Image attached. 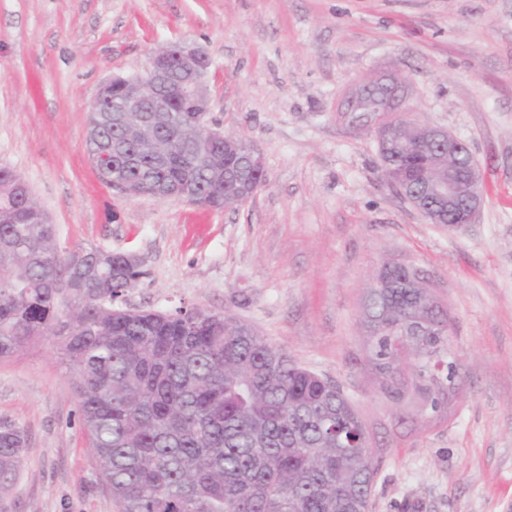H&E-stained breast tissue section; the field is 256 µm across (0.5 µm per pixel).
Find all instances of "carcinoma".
<instances>
[{
    "label": "carcinoma",
    "instance_id": "carcinoma-1",
    "mask_svg": "<svg viewBox=\"0 0 512 512\" xmlns=\"http://www.w3.org/2000/svg\"><path fill=\"white\" fill-rule=\"evenodd\" d=\"M161 117L168 144L164 179L183 177L182 157L199 150L201 112ZM122 130L99 116L86 149L112 151ZM249 143L224 156V173L246 165ZM421 155L399 151L420 194ZM203 198L240 190L203 165ZM84 288L66 295L69 331L53 288L73 274L55 231L13 170L0 166V360L35 336L61 338L73 370L79 425L101 485L118 512H357L378 470L367 426L343 391L298 366L286 351L226 313L120 307L140 281L134 266L112 269V253L83 249ZM367 363L400 419L442 418L460 396L462 367L448 336V312L424 288L384 289L361 298ZM27 431L0 418V493L23 466Z\"/></svg>",
    "mask_w": 512,
    "mask_h": 512
}]
</instances>
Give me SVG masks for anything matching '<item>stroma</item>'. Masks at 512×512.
<instances>
[{
    "instance_id": "35a3bbf8",
    "label": "stroma",
    "mask_w": 512,
    "mask_h": 512,
    "mask_svg": "<svg viewBox=\"0 0 512 512\" xmlns=\"http://www.w3.org/2000/svg\"><path fill=\"white\" fill-rule=\"evenodd\" d=\"M203 47L211 115L260 153L237 210L122 197L85 150L99 85L172 42ZM407 84L413 119L465 141L483 174L476 223H428L384 180L355 86ZM0 165L29 185L62 253L137 255L128 307L228 313L335 381L379 461L370 512L512 505V0H0ZM398 260L433 274L463 389L444 420L397 423L364 368L360 297ZM22 425L8 512H116L78 424L57 337L0 360V418Z\"/></svg>"
}]
</instances>
